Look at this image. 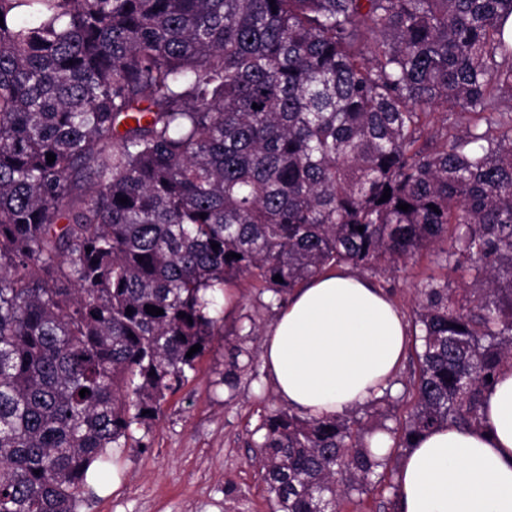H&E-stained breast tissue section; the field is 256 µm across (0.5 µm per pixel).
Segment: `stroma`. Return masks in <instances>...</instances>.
<instances>
[{
	"label": "stroma",
	"instance_id": "35a3bbf8",
	"mask_svg": "<svg viewBox=\"0 0 512 512\" xmlns=\"http://www.w3.org/2000/svg\"><path fill=\"white\" fill-rule=\"evenodd\" d=\"M436 270L434 254L427 253L375 281L410 317L425 278ZM227 300L232 318L218 322L211 344L159 418L133 426L140 447L113 449L118 479L95 483L79 512H272L256 443L264 416L286 403L264 368L260 339L244 335L242 327L252 321L266 329L281 303L243 284L231 287ZM235 346L253 351L254 358L230 387L223 378ZM394 484L393 473H386L369 494L341 500L337 512H397Z\"/></svg>",
	"mask_w": 512,
	"mask_h": 512
}]
</instances>
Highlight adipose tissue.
Returning <instances> with one entry per match:
<instances>
[{
    "label": "adipose tissue",
    "instance_id": "adipose-tissue-1",
    "mask_svg": "<svg viewBox=\"0 0 512 512\" xmlns=\"http://www.w3.org/2000/svg\"><path fill=\"white\" fill-rule=\"evenodd\" d=\"M408 323L391 297L347 268L291 291L262 342L277 394L310 418L368 404L392 383ZM399 512H512V363L483 393L477 426L414 441L397 470Z\"/></svg>",
    "mask_w": 512,
    "mask_h": 512
}]
</instances>
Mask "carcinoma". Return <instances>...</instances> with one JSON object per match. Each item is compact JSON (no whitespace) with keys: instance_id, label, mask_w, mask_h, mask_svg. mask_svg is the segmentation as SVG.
<instances>
[{"instance_id":"carcinoma-1","label":"carcinoma","mask_w":512,"mask_h":512,"mask_svg":"<svg viewBox=\"0 0 512 512\" xmlns=\"http://www.w3.org/2000/svg\"><path fill=\"white\" fill-rule=\"evenodd\" d=\"M0 17V512H79L95 466L188 380L233 282L279 296L443 254L471 286L421 289L418 374L384 430L409 448L478 423L512 361V0H0ZM260 429L273 512H336L384 480L353 411Z\"/></svg>"}]
</instances>
